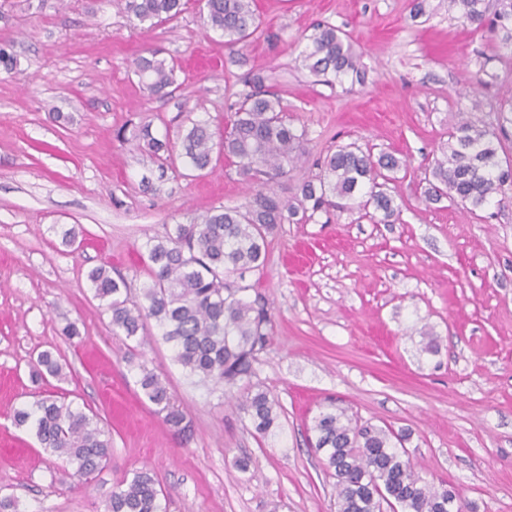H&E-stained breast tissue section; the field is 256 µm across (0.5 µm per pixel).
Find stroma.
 <instances>
[{"label":"stroma","instance_id":"stroma-1","mask_svg":"<svg viewBox=\"0 0 512 512\" xmlns=\"http://www.w3.org/2000/svg\"><path fill=\"white\" fill-rule=\"evenodd\" d=\"M410 4L256 0L263 37L231 49L207 26L202 0L150 29L111 0H0V46L17 59L0 78V499L16 512H105L113 486L144 467L166 512H336L335 480L310 432L329 402L402 434L415 471L454 487L469 512H512V189L476 215L421 197L438 146L473 99L489 128L501 123L512 61L493 60L490 33L443 10L411 19ZM324 22L347 33L364 84L329 87L302 68L303 35ZM151 50L178 65L174 97L149 95L129 70ZM484 66L498 78L482 87ZM259 80L308 132L304 161L274 185L281 198L339 145L408 166L386 185L400 207L392 223L355 209L282 225L257 284L271 340L250 381L219 387L176 364L156 324L128 350L88 275L107 266L139 290L150 280L137 255L148 238L244 203L235 168L178 161L159 174L137 132L150 126L179 148L192 121L223 128L233 93ZM71 226L78 238L66 246L59 231ZM69 321L80 338L62 335ZM44 350L63 379L33 378ZM145 368L192 419L190 438L144 396ZM253 385L284 408L265 439L240 407ZM48 392L95 412L112 441L90 479L13 423Z\"/></svg>","mask_w":512,"mask_h":512}]
</instances>
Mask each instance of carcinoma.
Returning a JSON list of instances; mask_svg holds the SVG:
<instances>
[{
	"label": "carcinoma",
	"instance_id": "carcinoma-1",
	"mask_svg": "<svg viewBox=\"0 0 512 512\" xmlns=\"http://www.w3.org/2000/svg\"><path fill=\"white\" fill-rule=\"evenodd\" d=\"M128 16L154 27L177 18L182 0H113ZM477 29L485 26L497 34L496 50L512 58V0H438L437 7ZM206 21L234 47L250 39L259 28L255 0H205ZM302 66L328 86L351 78L361 81L365 72L346 34L331 24H318L307 36ZM131 68L141 87L160 98L178 88L174 61L158 53L140 55ZM230 128L215 137L209 124L197 121L181 136L179 157L191 168L212 167L213 149L250 182V195L240 206H218L201 220L175 224L161 237L143 246L141 257L150 283L140 297L120 274L103 267L89 279L94 296L106 302L112 333L141 343L147 321L162 330L161 339L172 346L174 361L189 374L218 385H235L253 373L257 356L270 341L272 314L265 298L245 283L248 273L264 274L268 238L282 224H304L317 214L331 217L337 209L369 208L390 221L397 212L393 198L378 179L407 165L391 153L377 156L355 145L340 146L317 160L318 173L305 180L293 201L282 199L273 184L287 168L305 155L307 132L288 121L283 98L258 85L239 94L231 105ZM464 112L448 132L441 156L434 159L424 200L444 199L470 213L483 209L512 186V164L498 157L500 136ZM143 139L163 171L173 163L172 149L143 129ZM36 377H58L61 366L49 351L38 355ZM140 388L156 406L163 422L185 438L193 433L192 420L176 403L159 375L141 369ZM243 410L262 438L281 428L282 406L270 392L254 387ZM19 427L30 426L42 448L74 466L81 478L104 468L112 442L98 426L96 416L48 396L32 409L13 415ZM313 446L326 457L336 479V512H465L468 504L453 497L444 485L425 481L405 458L401 439L393 429L360 423L330 404L313 418ZM162 490L153 474L143 469L112 490L106 512H166Z\"/></svg>",
	"mask_w": 512,
	"mask_h": 512
}]
</instances>
